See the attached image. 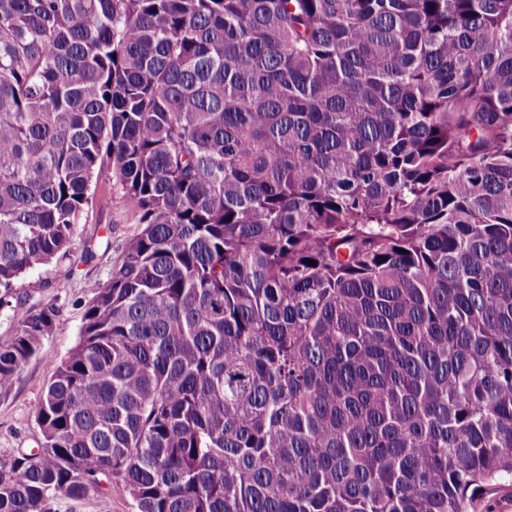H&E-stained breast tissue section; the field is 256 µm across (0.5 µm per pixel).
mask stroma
<instances>
[{"label": "stroma", "instance_id": "35a3bbf8", "mask_svg": "<svg viewBox=\"0 0 512 512\" xmlns=\"http://www.w3.org/2000/svg\"><path fill=\"white\" fill-rule=\"evenodd\" d=\"M115 225L107 233V225ZM140 229L134 211L121 192H113L106 211L89 210L75 227L67 257L30 270L15 283L7 305L0 307V346L15 333L12 313L18 307L53 306L56 316L49 336L20 370L11 391L0 394V458L37 448L42 441L37 406L57 363L79 340L83 314L95 283L106 282L121 258L123 240ZM95 253L83 258L85 249Z\"/></svg>", "mask_w": 512, "mask_h": 512}]
</instances>
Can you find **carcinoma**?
I'll return each instance as SVG.
<instances>
[{
    "instance_id": "cac0c4a2",
    "label": "carcinoma",
    "mask_w": 512,
    "mask_h": 512,
    "mask_svg": "<svg viewBox=\"0 0 512 512\" xmlns=\"http://www.w3.org/2000/svg\"><path fill=\"white\" fill-rule=\"evenodd\" d=\"M103 176L142 229L0 512L512 488V0H0V302ZM54 316L13 310L0 393ZM51 512H137L132 501L112 497L110 500L94 497L71 499L58 497L51 504Z\"/></svg>"
}]
</instances>
